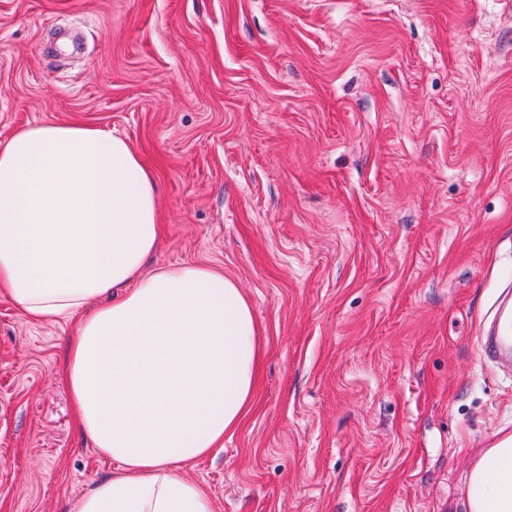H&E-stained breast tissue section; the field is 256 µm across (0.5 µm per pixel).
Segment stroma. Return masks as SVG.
I'll return each mask as SVG.
<instances>
[{"instance_id": "35a3bbf8", "label": "stroma", "mask_w": 512, "mask_h": 512, "mask_svg": "<svg viewBox=\"0 0 512 512\" xmlns=\"http://www.w3.org/2000/svg\"><path fill=\"white\" fill-rule=\"evenodd\" d=\"M125 137L151 265L216 269L265 337L255 401L182 473L215 512H468L512 432L477 334L512 284V0H0V141ZM78 319L0 293V512L108 475L57 378Z\"/></svg>"}]
</instances>
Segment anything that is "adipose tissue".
I'll return each mask as SVG.
<instances>
[{
  "label": "adipose tissue",
  "instance_id": "ef3b65f1",
  "mask_svg": "<svg viewBox=\"0 0 512 512\" xmlns=\"http://www.w3.org/2000/svg\"><path fill=\"white\" fill-rule=\"evenodd\" d=\"M158 236L154 176L117 132L48 121L0 142V290L32 322L79 317L59 377L113 464L65 512H213L180 470L251 402L262 338L246 298L206 267L146 271ZM465 493L469 512H512V434L476 455Z\"/></svg>",
  "mask_w": 512,
  "mask_h": 512
}]
</instances>
